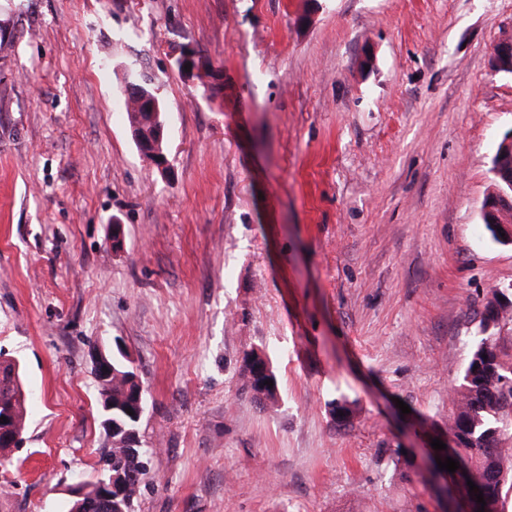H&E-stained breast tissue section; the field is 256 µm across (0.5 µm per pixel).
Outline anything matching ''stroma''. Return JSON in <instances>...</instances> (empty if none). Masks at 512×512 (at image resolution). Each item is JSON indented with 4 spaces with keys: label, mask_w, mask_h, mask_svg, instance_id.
<instances>
[{
    "label": "stroma",
    "mask_w": 512,
    "mask_h": 512,
    "mask_svg": "<svg viewBox=\"0 0 512 512\" xmlns=\"http://www.w3.org/2000/svg\"><path fill=\"white\" fill-rule=\"evenodd\" d=\"M505 32L512 0H0V356L31 394L0 512H67L92 477L117 343L154 451L136 512H445L420 457L512 286L481 219ZM131 69L167 169L132 138ZM124 93L126 102V116L129 124V128L135 127L134 133L141 154L155 164L160 169H166L167 160L163 150V128L159 127L158 136L156 142L152 143L149 147H146L140 137L145 140L153 138L156 129L159 126L160 121L164 117V107L161 99L158 97L156 91L150 87L146 82H142L139 79L138 74L131 70L125 74L124 77ZM156 98L157 100H150V107L152 109L157 108L158 102L161 109V115L158 117L152 112L144 111L142 108H136L132 106L140 98ZM158 101V102H157ZM140 137H139V136ZM246 371L248 373V382L254 397L260 402H275L277 391L276 376L270 366L268 359L264 354L251 352L246 356ZM265 380H272L273 386L264 384Z\"/></svg>",
    "instance_id": "stroma-1"
}]
</instances>
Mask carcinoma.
Here are the masks:
<instances>
[{"label": "carcinoma", "mask_w": 512, "mask_h": 512, "mask_svg": "<svg viewBox=\"0 0 512 512\" xmlns=\"http://www.w3.org/2000/svg\"><path fill=\"white\" fill-rule=\"evenodd\" d=\"M126 116L129 127L138 135L153 138L163 117L134 107L140 98L157 97L149 84L140 81L131 70L124 77ZM495 187L512 193V152L497 149L492 160ZM512 218V203L498 210V215L482 214L483 224L494 241H499L493 224H506ZM512 332V293L501 288L491 290L479 320L480 339L472 349L462 378L454 393L453 410L448 417V432L455 437V445L446 446L441 460L450 457L459 462L456 473L464 479L462 486L469 490L467 481L478 489L468 494L471 500L483 494L492 505L493 512H501L499 503L502 488L512 483V455L505 444L512 443V354L505 351L501 341L503 332ZM248 382L254 397L261 403L276 400L277 386L265 384L276 380L268 359L252 352L246 356ZM136 372L129 357L117 351L112 354V381L99 391L112 399V426L116 429L112 438L105 439V449L100 462L112 466V474L130 477V488L123 495H112V507L95 508L92 512H135L134 503L140 493L142 476L145 474L149 448H125L122 434L139 433L141 419L127 413L133 407L138 386L134 382ZM0 403L12 408L11 426L26 429L28 422V391L25 387L21 366L14 360L0 358Z\"/></svg>", "instance_id": "cac0c4a2"}]
</instances>
